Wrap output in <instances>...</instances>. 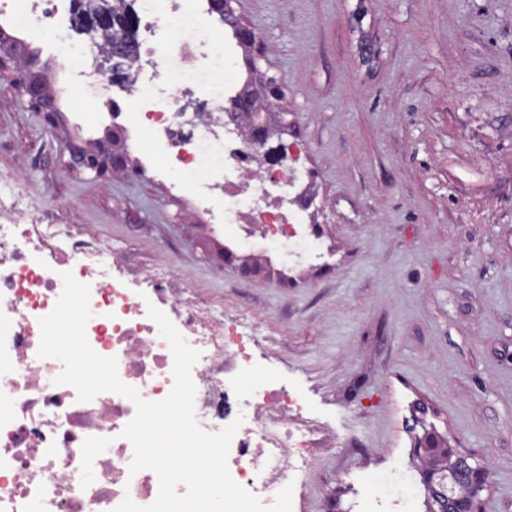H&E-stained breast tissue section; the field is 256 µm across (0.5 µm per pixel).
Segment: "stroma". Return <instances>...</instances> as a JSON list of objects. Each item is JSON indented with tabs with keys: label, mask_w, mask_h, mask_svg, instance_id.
I'll return each mask as SVG.
<instances>
[{
	"label": "stroma",
	"mask_w": 512,
	"mask_h": 512,
	"mask_svg": "<svg viewBox=\"0 0 512 512\" xmlns=\"http://www.w3.org/2000/svg\"><path fill=\"white\" fill-rule=\"evenodd\" d=\"M52 6L37 26L0 16V55L21 65L0 78V197L19 203L0 224L109 244L133 283L186 275L323 427L295 512H393L369 487L393 473L426 512L418 402L489 473L483 512H512V0H236L264 39L249 53L208 18L226 92L254 68L281 90L274 123L306 200L285 257L260 226L239 243L146 149L131 82L101 75L100 97L63 67L58 44L89 64L97 48ZM99 143L107 171L68 170Z\"/></svg>",
	"instance_id": "stroma-1"
}]
</instances>
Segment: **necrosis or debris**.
I'll list each match as a JSON object with an SVG mask.
<instances>
[{
    "instance_id": "obj_1",
    "label": "necrosis or debris",
    "mask_w": 512,
    "mask_h": 512,
    "mask_svg": "<svg viewBox=\"0 0 512 512\" xmlns=\"http://www.w3.org/2000/svg\"><path fill=\"white\" fill-rule=\"evenodd\" d=\"M151 10L172 33L160 47L167 69L159 89L142 99V111L157 123L174 124L184 80L209 97L213 111L223 104V64L197 73L193 62L206 36L191 0H152ZM220 139L194 145L184 171L188 181H207L228 224H286L288 187L271 195L264 173L236 167L233 152H220ZM121 258L111 246L75 238L55 224H0V512H114L124 497L138 505L154 502L157 475L130 473L131 443L122 437L135 407L127 398L103 392L81 402L68 385L55 384L62 364L38 355L40 318L53 310L63 272L90 287L92 317L86 327L91 348L116 358L121 380L148 401H160L173 386V356L147 310L167 297L171 275L154 272L146 292L130 288L114 273ZM176 327L201 352L192 369L199 426L215 433L231 423L224 411L235 394L244 421L228 457L232 479L263 504H271L288 483L299 482L321 428L305 416L289 393L257 372L244 345L227 339L220 317L179 300Z\"/></svg>"
}]
</instances>
